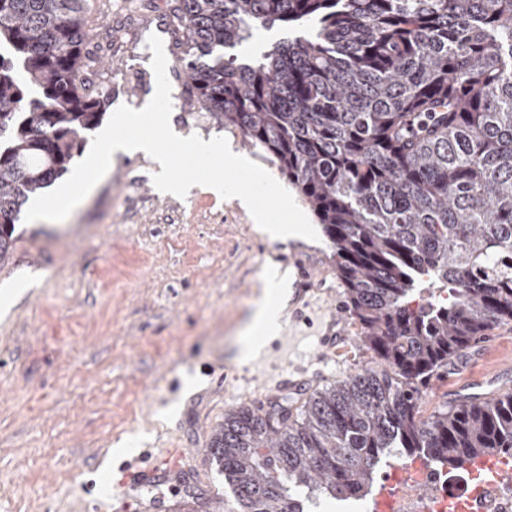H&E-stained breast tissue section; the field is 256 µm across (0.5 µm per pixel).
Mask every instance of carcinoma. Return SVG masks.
<instances>
[{
	"label": "carcinoma",
	"mask_w": 512,
	"mask_h": 512,
	"mask_svg": "<svg viewBox=\"0 0 512 512\" xmlns=\"http://www.w3.org/2000/svg\"><path fill=\"white\" fill-rule=\"evenodd\" d=\"M94 0H0V260L107 98ZM186 93L272 154L336 258L376 366L294 413L235 410L210 456L244 512L372 493L392 456L456 468L512 454V395L428 417L421 387L512 321V0H174ZM315 35L225 57L253 30Z\"/></svg>",
	"instance_id": "cac0c4a2"
}]
</instances>
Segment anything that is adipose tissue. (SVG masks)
<instances>
[{
    "instance_id": "adipose-tissue-1",
    "label": "adipose tissue",
    "mask_w": 512,
    "mask_h": 512,
    "mask_svg": "<svg viewBox=\"0 0 512 512\" xmlns=\"http://www.w3.org/2000/svg\"><path fill=\"white\" fill-rule=\"evenodd\" d=\"M143 153L149 155L157 164L158 187L162 193L185 196L193 190L199 189L212 194L215 197H223L233 190L231 182L226 181L223 174L212 175L206 182L190 175L178 178L170 177V156L159 149L154 136L144 133L131 138L119 137L113 134L104 135L101 145L95 155L96 167L93 174H79L78 179L83 191H91L95 184L96 176L104 174L110 167L112 158L116 154ZM284 301V280L279 272L267 274L264 280V299L255 312L252 323L245 331L242 340L239 360L248 362L256 353L263 336L274 331L279 323Z\"/></svg>"
}]
</instances>
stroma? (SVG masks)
<instances>
[{"label": "stroma", "instance_id": "1", "mask_svg": "<svg viewBox=\"0 0 512 512\" xmlns=\"http://www.w3.org/2000/svg\"><path fill=\"white\" fill-rule=\"evenodd\" d=\"M102 62L97 82L108 111L136 107L154 85L152 34L168 63L182 51L170 11L154 0H96L89 19ZM172 130L225 137L234 153L278 174L276 158L239 129L213 126L205 109L172 82ZM142 154L117 155L109 172L60 222H20L10 257L0 262V512H149L152 498L197 495L211 512L232 494L211 462H199L225 416L257 402L273 406L266 384L290 365L309 369L310 394L369 365L359 326L345 309L336 261L325 240L271 241L238 199L163 195ZM314 270L317 285L281 318L280 335L299 336L292 354L240 363L246 327L278 267ZM339 314L337 349L320 347L325 316ZM182 466L171 487H122L144 462Z\"/></svg>", "mask_w": 512, "mask_h": 512}]
</instances>
